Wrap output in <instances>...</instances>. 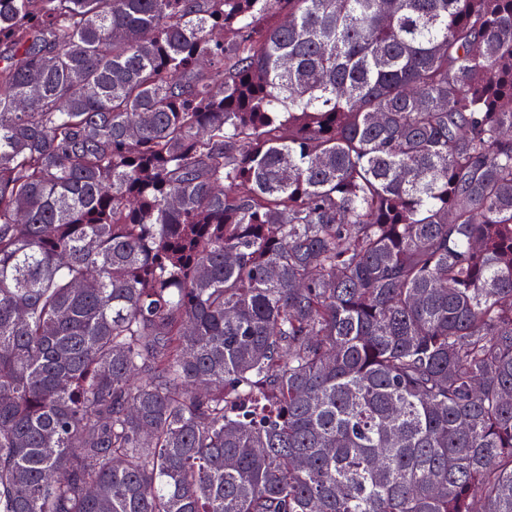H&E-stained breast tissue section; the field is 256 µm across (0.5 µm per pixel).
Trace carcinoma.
Segmentation results:
<instances>
[{
  "instance_id": "carcinoma-1",
  "label": "carcinoma",
  "mask_w": 512,
  "mask_h": 512,
  "mask_svg": "<svg viewBox=\"0 0 512 512\" xmlns=\"http://www.w3.org/2000/svg\"><path fill=\"white\" fill-rule=\"evenodd\" d=\"M0 512H512V0H0Z\"/></svg>"
}]
</instances>
